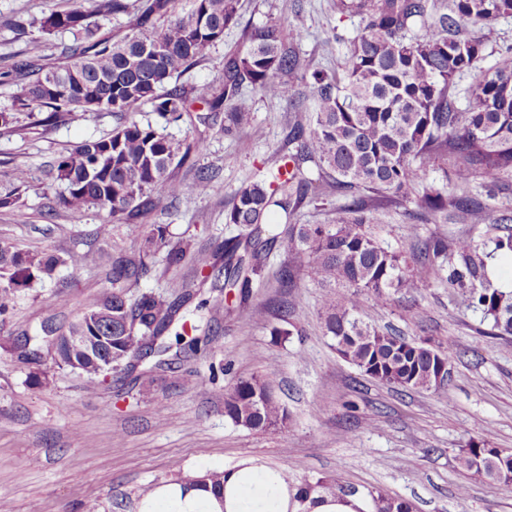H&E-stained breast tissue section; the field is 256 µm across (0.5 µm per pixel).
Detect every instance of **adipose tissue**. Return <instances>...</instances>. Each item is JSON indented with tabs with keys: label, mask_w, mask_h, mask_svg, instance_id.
Instances as JSON below:
<instances>
[{
	"label": "adipose tissue",
	"mask_w": 512,
	"mask_h": 512,
	"mask_svg": "<svg viewBox=\"0 0 512 512\" xmlns=\"http://www.w3.org/2000/svg\"><path fill=\"white\" fill-rule=\"evenodd\" d=\"M296 493L282 469L244 458L224 469L218 487L199 469L156 486L137 512H298Z\"/></svg>",
	"instance_id": "ef3b65f1"
}]
</instances>
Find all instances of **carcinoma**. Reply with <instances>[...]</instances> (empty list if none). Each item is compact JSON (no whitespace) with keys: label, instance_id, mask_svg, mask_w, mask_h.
I'll return each mask as SVG.
<instances>
[{"label":"carcinoma","instance_id":"cac0c4a2","mask_svg":"<svg viewBox=\"0 0 512 512\" xmlns=\"http://www.w3.org/2000/svg\"><path fill=\"white\" fill-rule=\"evenodd\" d=\"M65 6L40 21L51 36L59 31L80 33V39L62 47L63 61L53 64L35 50L19 54L0 83L10 87L9 104L0 107V130H19L17 114L46 110L36 123L48 127L65 113L82 116L109 112L116 121L112 133L85 140L59 156L53 165V183L60 206L73 212L95 210L105 218L102 232L114 220L128 223L140 240L137 252L112 260V293L93 296L82 312L57 329L46 319L34 333L17 339L1 338L0 350L26 364L40 362L44 352L59 347L58 365L86 379L94 390L106 383L113 369L132 361L156 358L152 369L132 381H152L155 371L172 364L165 358L171 345L165 333L188 301L182 295L168 300L152 292L136 297L128 289L148 272L149 260L166 246L168 225L139 224L155 207L158 189L167 198L180 199L185 185L173 179L170 167L184 161L191 146L137 120L147 106L165 123H177L188 113V95L181 76L202 61L207 50L224 40V31L240 21V0H63ZM344 12L360 17L341 71H315L308 115L297 116L288 132L295 152L280 156L272 179L255 180L234 195L226 223L248 230L245 241H226L209 264L213 299L198 308H224V289L247 287L264 269L267 254L261 241L262 225L276 222L287 229L276 235L288 257L282 280L292 282L303 271L323 288L321 308L325 335L336 353L377 382L402 391H430L440 366L452 365L450 351L430 338L407 340L384 330L365 317L361 294L379 298L390 291H410L421 280V269L434 258L448 260V284L464 291L470 307L492 322L490 335L512 336V290L503 291L487 278L486 259L512 254V226L502 215L490 218L464 193L474 178L489 187L512 181V51L499 54L480 77L464 89V110L456 106L458 87L484 58L485 45L465 36L468 25L492 27L512 17V0H452L449 11L434 12L429 0H340ZM130 17L128 32L119 38L98 36L99 20ZM416 37L409 36L413 29ZM238 48L224 58L222 91L204 87L196 100L208 111L224 113L229 134L251 121V103L242 93L249 85L285 103L293 101L288 75L299 66L289 50L282 26H244ZM314 163L328 187L362 188L389 202L415 200L423 214L445 216L448 209L468 213L479 224L492 223L501 234L493 249L481 250L466 238L428 240L414 255L385 248L368 231L377 208L365 197H353L334 224H295L297 206L310 184L303 164ZM444 170L448 193L430 176ZM13 188L0 194V207L15 206L19 190L28 187L23 167L13 173ZM248 264L236 257L240 246ZM190 244L167 250V268H179ZM96 261L91 252H73L67 258L42 256L0 239V318L10 313V299L19 291L53 277L60 265L74 268ZM112 305V349L88 351L65 344L67 336L93 334L86 313L100 303ZM175 334L178 360H188L207 346L198 336ZM224 417L256 432L277 430L288 418L264 376L238 380L224 392ZM489 437L458 450L459 467L468 475L512 484V448H492ZM355 496L336 478H317L298 487L299 512L315 495ZM367 512H413V504L379 491L362 494Z\"/></svg>","mask_w":512,"mask_h":512}]
</instances>
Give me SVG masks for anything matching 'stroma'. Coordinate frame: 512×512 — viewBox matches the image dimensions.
<instances>
[{
  "label": "stroma",
  "instance_id": "stroma-1",
  "mask_svg": "<svg viewBox=\"0 0 512 512\" xmlns=\"http://www.w3.org/2000/svg\"><path fill=\"white\" fill-rule=\"evenodd\" d=\"M60 0H0V68L8 56L39 45L49 60L68 33L44 36L40 19ZM242 22L279 23L299 28L290 47L299 59L288 81L306 88L313 71L339 70L360 23L340 12L336 0H242ZM240 28L185 75L187 85L218 83L224 55L239 43ZM252 118L227 135L223 119L209 120L203 104L191 105L192 120L167 126L178 140L206 143L176 168L177 180L192 183L197 169L215 175L212 189L177 201L160 199L147 215L150 224L168 225L170 244L188 240L191 254L176 270L154 258L150 272L131 295L152 292L175 299L185 292L211 295L201 270L224 240L238 234L224 214L235 192L250 181L271 178L285 145L292 112L284 103L251 92ZM112 115L98 112L63 119L54 126H31L21 134L0 135V193L9 188L16 166L33 180L21 209L0 207V238L48 255L92 251L98 264L63 267L53 279L18 295L0 336H19L44 319L67 324L92 295L112 291V259L137 251L124 222L102 233L96 211L70 213L44 193L47 166L71 145L111 131ZM312 186L296 211L299 224H331L349 198L326 189L314 164L304 166ZM408 202L384 205L371 230L383 246L412 250L415 240L471 238L489 242L492 233L466 214L449 211L447 222L421 221ZM269 226L266 266L245 290L251 319L237 312L213 315L187 306L185 316L209 322L205 354L147 386L128 388L116 373L107 389L88 390L83 379L59 368L53 357L31 366L0 353V512H136L138 500L187 468L228 467L253 457L282 468L295 484L320 476H341L359 491L374 488L413 501L417 512H512V485L464 474L454 456L469 440L491 431L492 444L512 448V336L490 335L479 312L449 288L440 263L427 266L416 290L388 300L369 295V319L408 339L431 338L454 355L445 388L438 392H400L361 375L342 360L325 336L320 314L322 290L304 273L281 282L288 258ZM281 308L284 319L273 316ZM290 321L296 335L273 336ZM267 375L289 420L274 432H255L224 416V390L237 379ZM467 485L459 498L457 488Z\"/></svg>",
  "mask_w": 512,
  "mask_h": 512
}]
</instances>
